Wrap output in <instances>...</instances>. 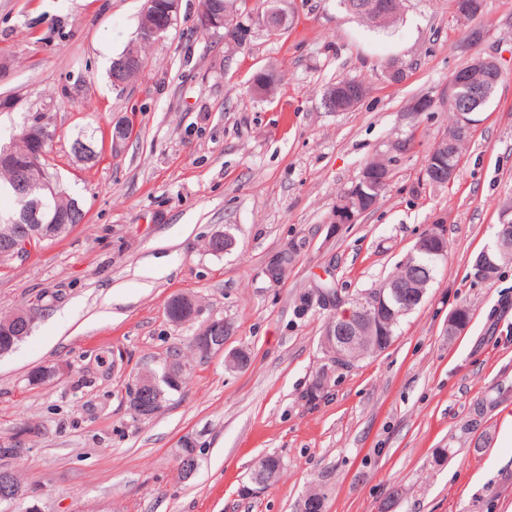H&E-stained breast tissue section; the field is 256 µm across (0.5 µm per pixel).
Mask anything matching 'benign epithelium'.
Returning <instances> with one entry per match:
<instances>
[{"label":"benign epithelium","instance_id":"1","mask_svg":"<svg viewBox=\"0 0 512 512\" xmlns=\"http://www.w3.org/2000/svg\"><path fill=\"white\" fill-rule=\"evenodd\" d=\"M153 0H148V7L143 11V30L145 35L154 38L166 31L172 23L174 15L179 11V0H167L164 5L166 21L159 23L156 21ZM200 26L207 29H220L226 24L224 12L215 8L209 12H204L199 16ZM480 71L483 74L485 82L496 85L501 75L500 64L481 55L475 57L470 67L458 70L452 77L448 92L465 86L470 88L472 98L481 100V93L477 91L473 79L474 71ZM330 105L336 107V111L343 112L353 109L359 104V100L348 95L340 89L335 90L328 95ZM475 105L467 104L459 112V123L455 128V135L461 139L465 138L471 126L474 123ZM38 129L28 128L22 133V136L31 138V148L18 153L15 150L16 140L0 147V167L9 166L18 172V181L16 184V193L22 196H28L33 188L32 174H40L41 187L49 191L52 196H57V189L53 177L49 175L47 168L48 153L44 150V144L52 140L54 131L50 126L37 122ZM389 171L377 169L373 166L366 167L360 175V183L367 186L372 182L382 185L388 183ZM360 205L353 206L347 202L337 207L333 213V223L354 224L362 213L367 211L369 197L367 194L356 196ZM49 222L51 224H65L66 217L58 213L50 220H45V215L40 212V206L36 205L23 211L18 217L7 219L9 223V234L0 239V242L9 244L7 253L16 255L19 250L29 251L39 243L57 237V234L48 235L37 232V226ZM448 252V240L444 231V222L438 221L431 225L429 230L423 234L414 244L410 254L427 253L440 257ZM506 252H512V207L502 212L501 222L498 224L495 233V240L492 246L483 249L479 253L478 264L474 276L476 279L488 282L492 280L494 271L498 267V261L501 255ZM285 251H279L272 255L261 269L263 275L269 282L278 283L281 280V271L283 267V258ZM399 300L403 306H408L409 302L404 298L402 284L395 281H388L386 286L376 294L360 303V307L355 309L347 307L342 314V323L336 325L330 323L326 326L321 337V348L327 354L328 366L315 379L316 389L324 388L325 383L331 373L339 366H345L354 361L351 352L355 347L356 337L359 336L361 327L366 325L371 329L374 336L387 335V324L391 323L390 317L395 315V310L390 306L389 301ZM33 324L29 313L25 311L17 312L11 321L0 325V330L9 334L18 329L28 330ZM232 329L230 325L224 322V319L215 316L210 317L197 334V341L200 346V354L208 356L212 353L226 351V347L231 340Z\"/></svg>","mask_w":512,"mask_h":512}]
</instances>
